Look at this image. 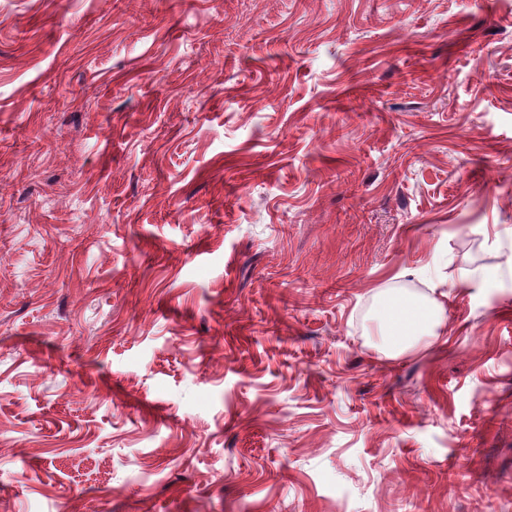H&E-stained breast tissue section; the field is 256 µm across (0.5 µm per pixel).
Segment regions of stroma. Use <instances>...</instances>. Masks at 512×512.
Here are the masks:
<instances>
[{"instance_id": "obj_1", "label": "stroma", "mask_w": 512, "mask_h": 512, "mask_svg": "<svg viewBox=\"0 0 512 512\" xmlns=\"http://www.w3.org/2000/svg\"><path fill=\"white\" fill-rule=\"evenodd\" d=\"M0 512H512V0H0ZM443 315L441 306H432L431 311H422L415 304H405L393 299L386 307L385 316L381 323V332L390 342V348L395 353H402L411 348L422 335L427 325H437ZM399 324L402 327H399ZM402 330V331H401ZM401 336H395L398 332Z\"/></svg>"}]
</instances>
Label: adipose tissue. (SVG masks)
I'll use <instances>...</instances> for the list:
<instances>
[{
  "label": "adipose tissue",
  "mask_w": 512,
  "mask_h": 512,
  "mask_svg": "<svg viewBox=\"0 0 512 512\" xmlns=\"http://www.w3.org/2000/svg\"><path fill=\"white\" fill-rule=\"evenodd\" d=\"M442 315V307L424 311L417 305L394 299L386 307L381 332L389 341L391 350L399 354L417 342L426 326L439 324Z\"/></svg>",
  "instance_id": "adipose-tissue-1"
}]
</instances>
